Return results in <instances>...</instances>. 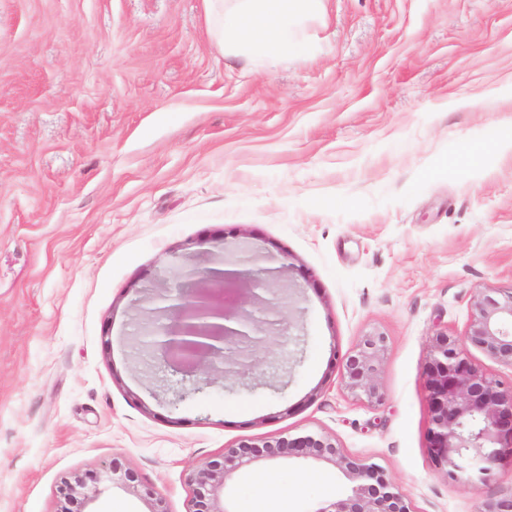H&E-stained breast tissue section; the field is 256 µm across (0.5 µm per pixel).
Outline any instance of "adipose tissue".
<instances>
[{
    "mask_svg": "<svg viewBox=\"0 0 512 512\" xmlns=\"http://www.w3.org/2000/svg\"><path fill=\"white\" fill-rule=\"evenodd\" d=\"M226 52L278 59L298 52V27L321 14L323 0H208Z\"/></svg>",
    "mask_w": 512,
    "mask_h": 512,
    "instance_id": "adipose-tissue-1",
    "label": "adipose tissue"
}]
</instances>
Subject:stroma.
<instances>
[{
    "label": "stroma",
    "mask_w": 512,
    "mask_h": 512,
    "mask_svg": "<svg viewBox=\"0 0 512 512\" xmlns=\"http://www.w3.org/2000/svg\"><path fill=\"white\" fill-rule=\"evenodd\" d=\"M302 51L233 57L207 0H0V512H82L59 489L111 464L186 512L191 477L246 438L318 430L382 467L415 512L512 494L426 452L432 336L512 286V0H325ZM245 245L274 281L275 366L180 403L137 341L174 259ZM290 272H281L283 262ZM387 338L382 404L334 352ZM275 471L276 482L260 481ZM332 469L245 468L235 512H316Z\"/></svg>",
    "instance_id": "35a3bbf8"
}]
</instances>
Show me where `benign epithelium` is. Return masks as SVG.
Here are the masks:
<instances>
[{
	"instance_id": "7a95c632",
	"label": "benign epithelium",
	"mask_w": 512,
	"mask_h": 512,
	"mask_svg": "<svg viewBox=\"0 0 512 512\" xmlns=\"http://www.w3.org/2000/svg\"><path fill=\"white\" fill-rule=\"evenodd\" d=\"M177 266L173 280L140 308L142 317L158 321L153 356L164 369L161 382L177 387L174 405L251 370L248 352L264 349L270 336H290L296 328L291 321L273 318L279 292L254 257L225 259L218 267ZM464 340L512 367V287L487 289L473 298ZM386 351V336L369 332L334 357L345 388L371 405L384 400L379 371ZM424 386L430 412L426 449L435 467L459 483L475 477L489 480L496 465L512 458V382L485 372L456 337L440 333L431 340ZM284 457L330 466L346 480L345 492L315 512H414L407 494L379 465L348 454L335 438L316 430L241 440L225 448L194 474L187 512H235L226 490L237 472L254 462ZM105 481L112 488L140 493L131 471L112 466ZM99 492L82 475L60 488L65 501L80 497L87 506Z\"/></svg>"
}]
</instances>
